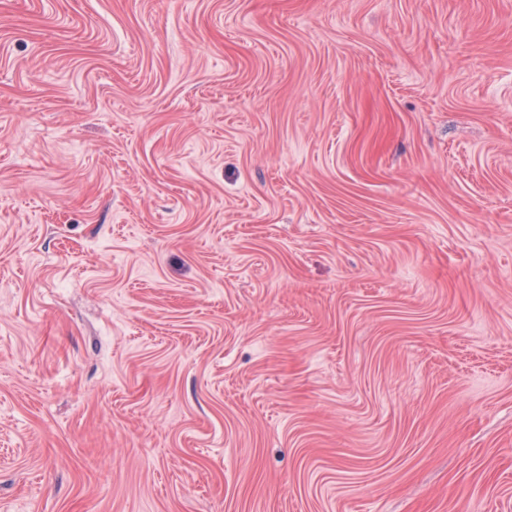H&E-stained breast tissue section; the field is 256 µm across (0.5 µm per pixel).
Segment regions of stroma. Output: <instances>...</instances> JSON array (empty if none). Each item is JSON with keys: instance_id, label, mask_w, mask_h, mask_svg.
I'll list each match as a JSON object with an SVG mask.
<instances>
[{"instance_id": "35a3bbf8", "label": "stroma", "mask_w": 512, "mask_h": 512, "mask_svg": "<svg viewBox=\"0 0 512 512\" xmlns=\"http://www.w3.org/2000/svg\"><path fill=\"white\" fill-rule=\"evenodd\" d=\"M0 512H512V0H0Z\"/></svg>"}]
</instances>
